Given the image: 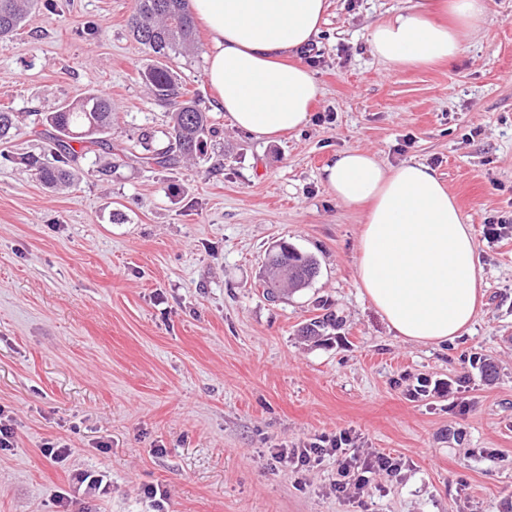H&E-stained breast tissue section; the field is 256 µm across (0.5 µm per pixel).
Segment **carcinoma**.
<instances>
[{"mask_svg":"<svg viewBox=\"0 0 512 512\" xmlns=\"http://www.w3.org/2000/svg\"><path fill=\"white\" fill-rule=\"evenodd\" d=\"M39 3L41 0H0L1 45L16 34ZM129 26L133 37L152 57V63L141 72L142 80L156 101L172 106L173 118L165 146H157L153 134L144 132L129 145L128 151L139 155L148 166L172 169L179 158L199 152L213 133L198 95L183 88L169 65L196 43L188 0H136ZM42 121L51 127L46 140L48 152L56 158V163H46L36 156L24 157L22 161L35 178L49 188L72 178V164L80 158L72 142L84 144L88 153L95 146L112 147L107 139L112 131V100L103 94L90 92L44 114ZM17 124V113L0 110V157L5 160L9 158L8 145ZM267 267L270 274L267 296L271 299L282 289L296 292L307 287L318 273L312 256L281 244L269 251Z\"/></svg>","mask_w":512,"mask_h":512,"instance_id":"obj_1","label":"carcinoma"}]
</instances>
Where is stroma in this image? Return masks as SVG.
Here are the masks:
<instances>
[{"label": "stroma", "mask_w": 512, "mask_h": 512, "mask_svg": "<svg viewBox=\"0 0 512 512\" xmlns=\"http://www.w3.org/2000/svg\"><path fill=\"white\" fill-rule=\"evenodd\" d=\"M425 2L329 0L299 57L320 87L311 118L273 141L216 110L198 27L199 51L172 67L219 133L170 171L123 150L145 130L165 146L171 112L140 77L134 0H55L0 47L13 152L46 150L32 113L87 92L113 106L111 149L80 159L68 185L0 159V409L16 430L0 450V512H56L63 493L73 512H512V233L485 229L512 219V0H488L452 63L374 56L368 27ZM352 148L426 164L455 197L486 283L464 336L402 342L362 293L366 212L320 177ZM282 241L319 273L271 301L264 258ZM327 312L338 327L304 337ZM422 378L437 390L410 398ZM343 431L400 472L346 498L335 456L302 468L279 456ZM47 443L67 447L64 461ZM78 471L104 475L107 492L79 487Z\"/></svg>", "instance_id": "stroma-1"}]
</instances>
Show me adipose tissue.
<instances>
[{"mask_svg":"<svg viewBox=\"0 0 512 512\" xmlns=\"http://www.w3.org/2000/svg\"><path fill=\"white\" fill-rule=\"evenodd\" d=\"M211 37L206 76L230 123L262 140L304 126L319 87L296 57L314 42L328 0H191ZM450 24L401 9L369 26L373 54L394 65L452 61L486 18L487 0H446ZM322 180L339 203L367 206L357 275L397 338L440 344L471 327L484 296L472 229L435 170L383 164L375 152L332 156Z\"/></svg>","mask_w":512,"mask_h":512,"instance_id":"obj_1","label":"adipose tissue"}]
</instances>
